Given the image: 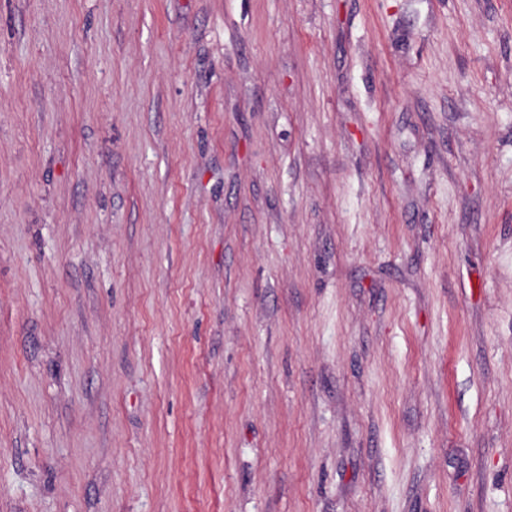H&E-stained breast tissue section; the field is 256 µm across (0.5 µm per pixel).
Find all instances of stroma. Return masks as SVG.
I'll return each instance as SVG.
<instances>
[{
	"label": "stroma",
	"mask_w": 512,
	"mask_h": 512,
	"mask_svg": "<svg viewBox=\"0 0 512 512\" xmlns=\"http://www.w3.org/2000/svg\"><path fill=\"white\" fill-rule=\"evenodd\" d=\"M0 512H512V0H0Z\"/></svg>",
	"instance_id": "stroma-1"
}]
</instances>
